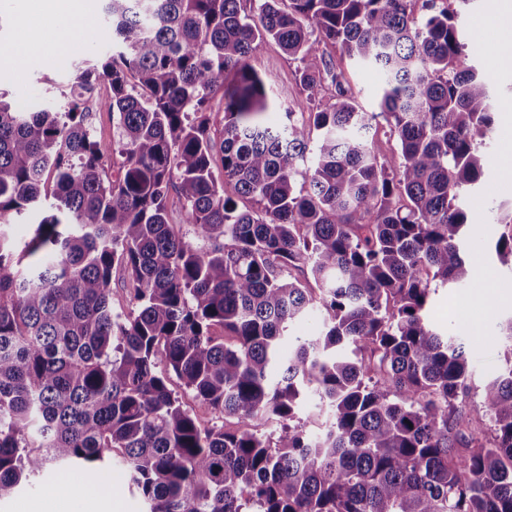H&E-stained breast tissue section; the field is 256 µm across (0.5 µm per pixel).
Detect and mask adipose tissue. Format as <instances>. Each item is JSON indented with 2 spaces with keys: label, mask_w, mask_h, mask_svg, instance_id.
<instances>
[{
  "label": "adipose tissue",
  "mask_w": 512,
  "mask_h": 512,
  "mask_svg": "<svg viewBox=\"0 0 512 512\" xmlns=\"http://www.w3.org/2000/svg\"><path fill=\"white\" fill-rule=\"evenodd\" d=\"M93 16L88 0H28L20 44L31 61L43 51L67 45V33L86 27Z\"/></svg>",
  "instance_id": "ef3b65f1"
}]
</instances>
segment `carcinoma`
Wrapping results in <instances>:
<instances>
[{"label":"carcinoma","instance_id":"obj_1","mask_svg":"<svg viewBox=\"0 0 512 512\" xmlns=\"http://www.w3.org/2000/svg\"><path fill=\"white\" fill-rule=\"evenodd\" d=\"M411 2L101 0L112 50L77 66L68 111L0 91V498L117 454L149 512H512V360L465 411L469 347L429 322L422 277L471 278L461 197L490 92L456 66L448 0L419 18ZM268 40L313 102L277 127L251 66ZM327 43L383 74L380 111L354 103ZM101 81L110 145L84 111ZM382 123L390 159L369 142ZM173 192L194 242L168 221ZM500 223L512 257V212ZM315 307L321 329L283 354ZM173 376L240 427L203 426ZM307 391L331 410L320 433L297 417Z\"/></svg>","mask_w":512,"mask_h":512}]
</instances>
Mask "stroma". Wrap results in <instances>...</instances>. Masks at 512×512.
Here are the masks:
<instances>
[{
    "label": "stroma",
    "mask_w": 512,
    "mask_h": 512,
    "mask_svg": "<svg viewBox=\"0 0 512 512\" xmlns=\"http://www.w3.org/2000/svg\"><path fill=\"white\" fill-rule=\"evenodd\" d=\"M492 0H470L462 9L459 24L466 49L458 60L462 70L472 69L490 80L493 98L494 131L481 149L483 175L480 185L464 193V206L474 224L468 230L466 252L477 275L482 277L484 295H476L475 282L462 287H437L426 306L430 323L439 331L467 340L473 347L468 359L471 391L465 400L467 408L480 402L482 387L499 374L512 357V343L502 334L505 319L512 317V260H500L493 246L502 228L496 222L497 208L512 201V181L504 175V145L512 140V117L502 107L512 102V66L495 68L491 50L496 36L491 29L478 25V17L487 15ZM326 58L334 72L343 74L355 102L373 112L378 107L382 77L369 66L348 58L339 49L326 47ZM252 64L273 91H285L282 99L269 102L266 118L270 124L285 122L287 113L306 112L310 106L300 90L296 65L274 42H267L254 56ZM73 78L72 71L60 70L55 55H45L36 64L22 62L0 64V89L8 91L11 102L28 110L53 105L58 111L68 109L65 92ZM466 312L469 324H462L457 315ZM53 491H44L45 483ZM70 489L72 498L67 512H145L147 505L131 487L129 474L120 458L95 474L74 468L67 476L48 470L32 480L18 493L0 499V512H27L36 503L57 498L61 489Z\"/></svg>",
    "instance_id": "1"
}]
</instances>
